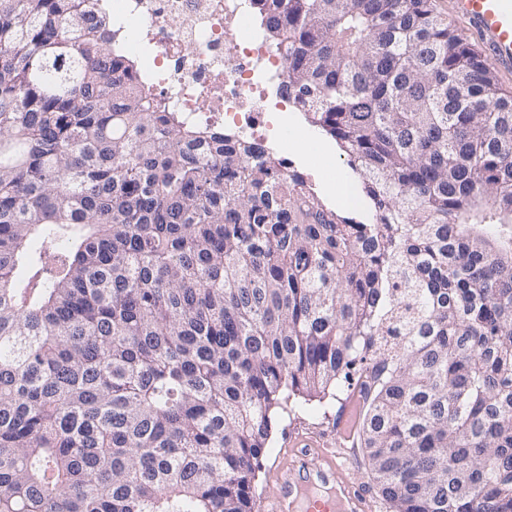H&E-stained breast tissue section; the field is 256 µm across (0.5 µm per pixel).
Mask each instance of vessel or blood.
Segmentation results:
<instances>
[{
  "label": "vessel or blood",
  "mask_w": 512,
  "mask_h": 512,
  "mask_svg": "<svg viewBox=\"0 0 512 512\" xmlns=\"http://www.w3.org/2000/svg\"><path fill=\"white\" fill-rule=\"evenodd\" d=\"M451 6L492 64L512 74V0H451ZM357 419L356 405H348L328 444L292 431L288 457L275 472L277 493L260 499V512H371V499L358 478L336 461L335 447L350 440Z\"/></svg>",
  "instance_id": "1"
}]
</instances>
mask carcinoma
<instances>
[{"instance_id": "1", "label": "carcinoma", "mask_w": 512, "mask_h": 512, "mask_svg": "<svg viewBox=\"0 0 512 512\" xmlns=\"http://www.w3.org/2000/svg\"><path fill=\"white\" fill-rule=\"evenodd\" d=\"M256 2L363 221L165 111L105 9L0 0V512H255L354 395L387 512H512V92L433 0Z\"/></svg>"}]
</instances>
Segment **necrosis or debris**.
<instances>
[{"label":"necrosis or debris","mask_w":512,"mask_h":512,"mask_svg":"<svg viewBox=\"0 0 512 512\" xmlns=\"http://www.w3.org/2000/svg\"><path fill=\"white\" fill-rule=\"evenodd\" d=\"M124 55L141 59L167 111L196 126L248 135L293 168L307 129L289 125L295 102L278 92L281 56L252 0H110Z\"/></svg>","instance_id":"4bbe7bcc"}]
</instances>
